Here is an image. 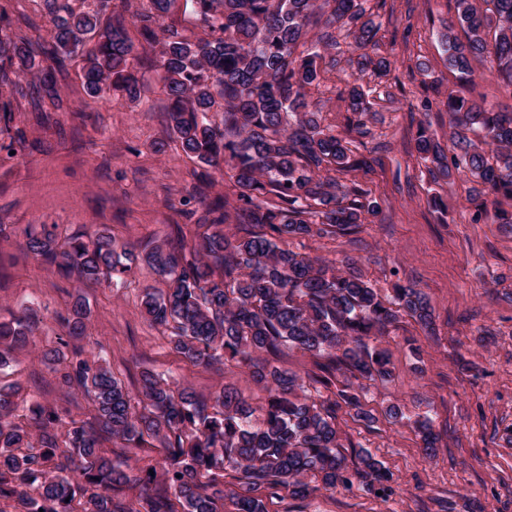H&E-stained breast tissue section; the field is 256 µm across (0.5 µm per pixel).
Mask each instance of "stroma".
<instances>
[{"label":"stroma","mask_w":512,"mask_h":512,"mask_svg":"<svg viewBox=\"0 0 512 512\" xmlns=\"http://www.w3.org/2000/svg\"><path fill=\"white\" fill-rule=\"evenodd\" d=\"M380 25L382 53L392 67L361 84L372 103L368 134L356 138L357 154H373V172L344 176L381 207L373 223L352 233L285 240V247L336 263L354 259L381 296L395 281H412L434 309L432 334L409 318L378 343L390 354L387 381H355L367 419L354 410L336 413L341 452L355 469L369 451L392 475L383 493L359 482L295 499L287 491L266 499L267 512H512V227L489 224L470 202L477 183L463 170L432 179L415 144L418 124H428L440 142L450 136L441 102L448 93L483 100L512 112V93L501 88L486 61H472L471 81H458L441 41L456 18L455 0H370ZM42 0H0L4 29L14 39H46ZM351 69L339 63L309 96L324 124L343 128L346 110L338 93ZM61 105L44 100L35 111L29 97L0 89V224L13 231L0 241V307L30 305L44 318L27 351L7 372L32 400L87 418L84 398H66L38 360L63 329L55 319L73 297L88 304L89 329L99 353L128 389L142 371L165 372L190 392L206 397L232 386L260 406L266 391L247 368L225 363L205 369L172 352L166 334L142 313L140 293L163 288L146 267L119 287L64 278L21 251L26 229L56 224L67 233L109 230L118 248L142 252L152 242H193L209 223L205 199L233 196L230 180L195 192L203 169L167 134V100L148 80L139 106L116 96L88 98L79 66L65 62L57 76ZM399 406L401 421L388 418ZM430 419L440 436L435 456H426L413 423Z\"/></svg>","instance_id":"obj_1"}]
</instances>
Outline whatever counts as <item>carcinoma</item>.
I'll list each match as a JSON object with an SVG mask.
<instances>
[{
	"instance_id": "carcinoma-1",
	"label": "carcinoma",
	"mask_w": 512,
	"mask_h": 512,
	"mask_svg": "<svg viewBox=\"0 0 512 512\" xmlns=\"http://www.w3.org/2000/svg\"><path fill=\"white\" fill-rule=\"evenodd\" d=\"M51 45L0 37V63L16 76L37 74L55 90V75L37 57L80 64L86 94L109 101L120 93L141 100L142 77L136 46L155 52L154 79L168 99V134L186 155L219 172H230L238 205L218 197L213 205L235 212L238 233L209 224L192 244L156 243L144 262L167 282L140 297L149 321L171 328L172 349L189 362L212 368L234 361L251 369L268 396L253 409L231 387L200 398L171 378L141 373L136 392L106 363L84 355L75 341L87 334L90 311L78 298L60 316L68 340L42 353L57 385L94 407V421L77 420L26 399L19 381L0 384V501L12 512H224V472L237 473L229 492L236 512H266L261 488L274 497L333 492L356 478L367 489L384 485L391 473L371 454L360 456L349 473L339 450L336 410L346 405L365 420L356 395L345 385L332 399L322 395L330 376L349 373L369 380L392 376L386 349L370 341L407 316L429 331L434 311L427 295L396 282L386 301L355 270L312 259L280 246L287 238L353 230L380 211L367 193L337 175L367 170L347 136L322 125L320 110L306 99L308 87L336 68L331 51L336 33L346 32L358 74L382 77L390 61L377 53L379 25L366 0H147L130 11L129 0H84L76 11L69 0H43ZM456 0L457 24L467 42L449 26L441 39L448 67L472 72L471 55H487L498 81L512 90V0ZM188 9L203 35L163 23L178 4ZM493 41H488L489 33ZM348 130L365 133L371 103L363 87L343 98ZM451 151L422 125L416 146L433 178L467 170L483 186L475 199L492 224H512V113L496 112L450 94ZM223 113L216 125L210 113ZM24 249L80 282L111 285L133 274V259L117 251L107 230L95 236H61L43 224L26 232ZM42 323L25 306L0 321V369L27 349ZM287 344L325 359V375L310 379L314 393L300 397L299 378L254 354ZM423 449L435 451L438 437L428 420L417 425ZM120 440L134 448L152 440L162 448L163 481L172 494L157 495L155 477L114 466L105 444ZM134 486L131 499L123 492Z\"/></svg>"
}]
</instances>
